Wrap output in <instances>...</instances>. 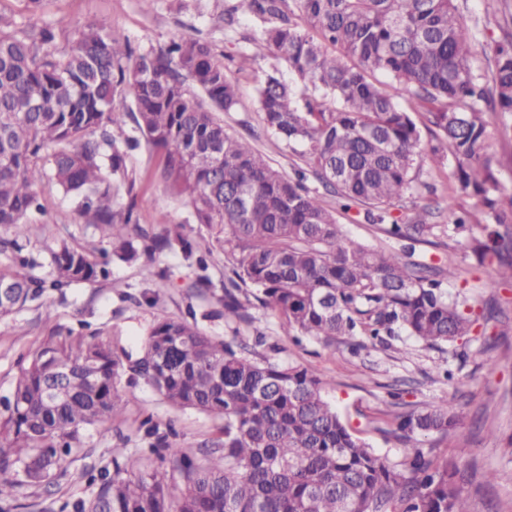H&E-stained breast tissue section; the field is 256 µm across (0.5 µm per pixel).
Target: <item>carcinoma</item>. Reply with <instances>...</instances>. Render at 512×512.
I'll return each mask as SVG.
<instances>
[{
    "mask_svg": "<svg viewBox=\"0 0 512 512\" xmlns=\"http://www.w3.org/2000/svg\"><path fill=\"white\" fill-rule=\"evenodd\" d=\"M241 16L261 26L255 55L277 61L258 81V103L266 131L302 148L305 167L292 176L217 117L239 98L207 41L176 37L136 57L92 23L61 52L50 29L31 36L0 13V227L11 233L0 253L22 268L42 266L23 251L46 178L109 240L95 253L53 235L46 276L0 270V319L50 290L106 280L114 260L140 261L152 275L165 251L193 256L178 228L151 236L133 220L137 177L127 159L144 143L224 251V318L250 320L241 294L252 288L295 339H339L354 353L404 336L429 347L470 340L479 318L443 288L455 268L407 261L436 225L406 224L390 209L415 189L418 157L448 160L477 198L468 209L448 195L453 232L469 231L478 262L495 267L499 279L486 288L512 281V196L499 188L501 160L484 152L493 121L512 141V29L495 44L484 79L471 68L476 39L455 0H237L224 21ZM124 86L129 105L119 101ZM129 121L133 134L115 136ZM309 172L336 207L309 190ZM123 195L130 204L115 207ZM354 205L404 245L350 240L337 214ZM191 288L196 298L214 296L206 276ZM126 371L171 407L221 421V438L190 455L148 417L141 426L155 438V459L115 448L112 468L85 472L92 497L49 512H469L458 472L419 445L460 426L448 400L393 415L390 433L415 444L394 464L323 398V380L309 369L238 352L173 318L156 320L131 350L118 336L42 342L0 414V495L64 476L84 430L123 415Z\"/></svg>",
    "mask_w": 512,
    "mask_h": 512,
    "instance_id": "carcinoma-1",
    "label": "carcinoma"
}]
</instances>
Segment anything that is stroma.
Wrapping results in <instances>:
<instances>
[{
  "instance_id": "35a3bbf8",
  "label": "stroma",
  "mask_w": 512,
  "mask_h": 512,
  "mask_svg": "<svg viewBox=\"0 0 512 512\" xmlns=\"http://www.w3.org/2000/svg\"><path fill=\"white\" fill-rule=\"evenodd\" d=\"M232 3L155 0L147 7L141 0H42L34 10L27 0H0V13L13 17L33 34L52 27L60 50L71 45L78 29L92 22L105 24L114 39L129 42L139 55L159 51L175 36L207 40L238 88L239 105L235 111L224 113L225 128L250 139L281 172L293 174L298 157L265 132L255 73L240 62L242 54L254 52L260 30L245 18L226 26L224 11ZM456 6L482 47L472 67L476 74L489 76L492 48L501 35L498 19L487 0H457ZM129 165L137 175L134 215L138 224L152 234L164 233L167 224L179 225L181 233L206 253V274L213 284L214 299L192 297L190 284L197 267L180 251L157 256L158 275L154 278L145 277L139 265L111 263L109 278L100 284H79L62 295L47 294L0 320V399L10 395L28 356L48 337L62 339L81 333L108 340L119 335L132 348L153 321L162 317L185 319L212 335L238 337L243 344L255 346L261 356L318 374L325 381V399L354 430L397 464L404 462L412 449L391 435V414L417 411L440 399L451 401L462 418L461 426L446 437L425 438L424 452L456 464L470 492V512H487L492 505L498 512H512V282L501 285L496 294H488L484 283L494 276L493 267L478 264L466 247V233L452 238L442 234L448 223L447 212L429 214L432 197H445L452 190L457 191L462 205H472V198L459 190L453 166L419 157L414 169L417 188L392 208L391 214L404 222L426 217L439 225L431 242L417 244L412 262L454 266L458 277L448 286L451 297L478 316L488 299H496L506 321L481 323L466 343L429 348L405 337L393 348L370 346L354 355L340 343L333 347L310 339L295 343L284 335L280 318L257 302L250 308L251 323L226 322L224 309L216 301L224 287L223 251L209 248L207 231L196 223L190 203L170 195L159 159L150 148L143 145L131 152ZM430 184L435 186V193L427 192ZM42 195L45 212L27 217L29 247L39 253L41 262L49 260L43 239L53 231L81 247H106V237L77 215L72 198L63 196L49 182L44 183ZM163 213L168 216L164 225L158 222ZM338 221L357 243L398 245L397 240L386 236L382 225L366 221L363 209L339 215ZM444 368L453 372L454 381L440 377ZM126 391L128 404L123 418L89 428L83 439L84 450L66 476L44 490L15 487V504L48 507L55 501L90 498L94 489L83 478V471L111 464L112 450L120 438H127L129 450L149 448L150 440L140 427L148 417L169 426L172 445L188 453L221 436L220 421L190 409L171 408L143 382L127 385Z\"/></svg>"
}]
</instances>
